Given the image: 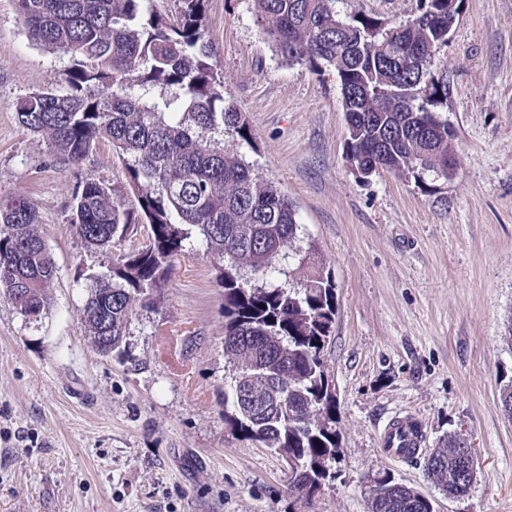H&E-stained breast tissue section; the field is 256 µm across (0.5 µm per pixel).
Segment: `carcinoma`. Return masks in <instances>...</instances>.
<instances>
[{
    "instance_id": "obj_1",
    "label": "carcinoma",
    "mask_w": 512,
    "mask_h": 512,
    "mask_svg": "<svg viewBox=\"0 0 512 512\" xmlns=\"http://www.w3.org/2000/svg\"><path fill=\"white\" fill-rule=\"evenodd\" d=\"M182 3L172 22L146 0H16L29 38L74 59L66 88L30 93L18 120L49 139L58 162L79 165L103 141L125 162L135 207L92 180L76 193L73 224L86 245L108 248L135 225L150 227L145 247L89 285L82 318L97 350L118 349L133 305H155L175 259L203 248L224 288V354L237 368L224 390V420L287 458L290 483L310 498L334 478L340 455L323 347L336 318V284L316 240L302 234L295 205L224 150V137L249 144L252 130L224 104L204 0ZM256 3L286 60L336 71L355 164L417 182L426 173L444 177L454 144L437 107L448 85L433 69L437 47L448 42V0H421L416 15L392 27L361 13L343 19L336 0ZM55 276L34 205L20 194L1 200L0 294L39 322ZM500 403L512 419L505 374ZM425 468L453 498L469 493L476 474L451 434ZM373 483L379 493L368 495V512H434L428 497L387 472Z\"/></svg>"
}]
</instances>
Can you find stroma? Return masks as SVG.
<instances>
[{
  "instance_id": "1",
  "label": "stroma",
  "mask_w": 512,
  "mask_h": 512,
  "mask_svg": "<svg viewBox=\"0 0 512 512\" xmlns=\"http://www.w3.org/2000/svg\"><path fill=\"white\" fill-rule=\"evenodd\" d=\"M420 0H337L390 24ZM224 102L252 143L225 138L261 180L295 204L336 283L325 348L337 403L336 477L313 498L288 464L224 421V290L208 254L181 255L150 309L136 308L119 349L104 355L81 318L91 276L141 249L137 225L109 249L72 224L74 194L92 179L126 189L109 143L82 164L54 160L46 136L20 124L29 93L61 85L71 55L36 46L15 0H0V198L34 203L56 277L48 315L20 316L0 296V512H368L375 474L432 500L435 512H512V420L499 402L512 316V0H461L436 76L455 133L457 174L424 185L392 171L355 178L336 73L287 63L255 0H206ZM418 417L425 449L461 431L477 455L465 497L435 488L423 458L378 444L395 415Z\"/></svg>"
}]
</instances>
